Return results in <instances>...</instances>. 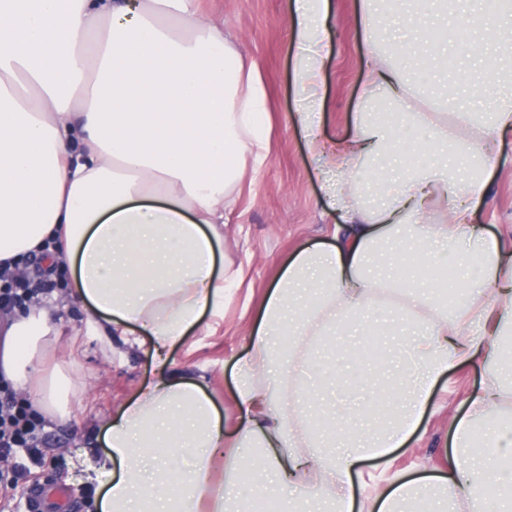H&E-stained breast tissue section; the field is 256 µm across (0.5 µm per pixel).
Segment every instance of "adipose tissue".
Segmentation results:
<instances>
[{"mask_svg":"<svg viewBox=\"0 0 512 512\" xmlns=\"http://www.w3.org/2000/svg\"><path fill=\"white\" fill-rule=\"evenodd\" d=\"M289 8L296 119L341 222L270 290L229 431L204 383L167 366L243 281L242 265L215 258L269 155L259 59L201 0H0V261L67 269L87 333L107 348L133 338L161 369L86 458L106 477L95 512H224L244 476L254 501L289 490L307 512H351L354 468L403 446L436 381L474 361L483 381L455 426L450 475L391 484L374 508L512 512V235L472 222L512 130V0H362L370 65L336 152L321 136L331 3ZM452 55L481 109L447 108L419 82ZM410 130L426 134L414 163L401 158ZM347 331L393 342L340 345ZM56 343L49 309L30 307L0 341V372L62 418L77 386L66 363L41 369Z\"/></svg>","mask_w":512,"mask_h":512,"instance_id":"obj_1","label":"adipose tissue"}]
</instances>
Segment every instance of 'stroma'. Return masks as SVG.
I'll return each mask as SVG.
<instances>
[{
  "label": "stroma",
  "instance_id": "stroma-1",
  "mask_svg": "<svg viewBox=\"0 0 512 512\" xmlns=\"http://www.w3.org/2000/svg\"><path fill=\"white\" fill-rule=\"evenodd\" d=\"M202 6L223 19L243 48L260 60L272 124L266 166L254 185L244 187L239 214L224 229L223 253L244 266L245 280L230 290L223 318L203 316L170 355L171 370L204 378L222 417L233 423L239 416L233 401L234 368L258 325L262 301L295 250L330 241L334 219L319 207L320 182L295 117L289 0H203ZM328 31L332 54L326 63L323 139L338 143L353 132L367 76L359 0H331ZM490 177L491 193L474 219L497 234L512 225V134L504 136ZM52 300L57 355L71 362L79 391L68 418L46 420L37 452L16 450L13 461L22 473L21 487L0 489V512H25L23 488L44 485L49 475L69 492L73 512H91L94 485L86 478L85 451L90 443H101L105 423L159 373L147 351L125 346L113 354L87 336L86 313L69 289L56 288ZM480 382L474 364L456 366L438 380L405 446L393 449L387 460L367 461L354 474V512H369L370 497L384 478L447 475L454 426L466 415Z\"/></svg>",
  "mask_w": 512,
  "mask_h": 512
}]
</instances>
